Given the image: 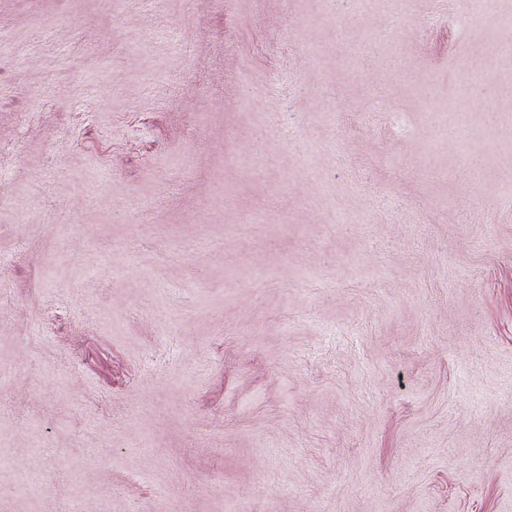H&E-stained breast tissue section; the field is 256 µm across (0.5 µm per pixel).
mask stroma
I'll use <instances>...</instances> for the list:
<instances>
[{
	"label": "stroma",
	"instance_id": "stroma-1",
	"mask_svg": "<svg viewBox=\"0 0 512 512\" xmlns=\"http://www.w3.org/2000/svg\"><path fill=\"white\" fill-rule=\"evenodd\" d=\"M0 0V512H512V0Z\"/></svg>",
	"mask_w": 512,
	"mask_h": 512
}]
</instances>
